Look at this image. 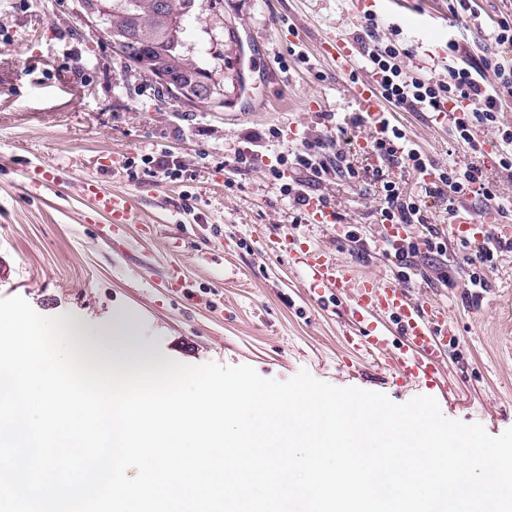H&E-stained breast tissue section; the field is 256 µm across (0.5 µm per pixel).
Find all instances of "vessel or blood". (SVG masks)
Returning <instances> with one entry per match:
<instances>
[{
	"label": "vessel or blood",
	"instance_id": "vessel-or-blood-1",
	"mask_svg": "<svg viewBox=\"0 0 512 512\" xmlns=\"http://www.w3.org/2000/svg\"><path fill=\"white\" fill-rule=\"evenodd\" d=\"M321 51L337 68H352L354 54L340 36L324 39ZM351 96L360 111L376 114L382 107L375 78L356 82ZM84 192L91 210L110 217L109 223L98 227L102 240L115 241L125 225L141 223V213L128 196L105 192L93 184L85 185ZM487 229V220H473L463 214L452 224L451 233L479 242ZM267 242L274 253L294 258L310 287L333 292L351 290L353 334L348 342L358 355L382 360L396 385H440L444 355L452 336L443 305L416 302L406 287L340 264L321 247L276 235L268 237ZM390 315L396 316L399 324L401 345L397 348L390 345V329L385 323Z\"/></svg>",
	"mask_w": 512,
	"mask_h": 512
}]
</instances>
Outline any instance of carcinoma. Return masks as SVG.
<instances>
[{
	"label": "carcinoma",
	"instance_id": "1",
	"mask_svg": "<svg viewBox=\"0 0 512 512\" xmlns=\"http://www.w3.org/2000/svg\"><path fill=\"white\" fill-rule=\"evenodd\" d=\"M109 11L98 20L109 41H128V59L124 67H133L148 78L161 72L169 76L176 92L195 87L199 65L186 57L176 43L172 23L184 20L198 8V0H166L165 11L157 0H107Z\"/></svg>",
	"mask_w": 512,
	"mask_h": 512
}]
</instances>
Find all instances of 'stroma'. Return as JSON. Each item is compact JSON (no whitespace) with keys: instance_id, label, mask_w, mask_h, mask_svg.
Returning a JSON list of instances; mask_svg holds the SVG:
<instances>
[{"instance_id":"obj_1","label":"stroma","mask_w":512,"mask_h":512,"mask_svg":"<svg viewBox=\"0 0 512 512\" xmlns=\"http://www.w3.org/2000/svg\"><path fill=\"white\" fill-rule=\"evenodd\" d=\"M183 22L185 52L215 79L252 60L245 89L224 88V106H188L138 71L122 67L77 0H0V297L20 296L42 316L80 322L104 337L123 314L137 341L161 360L190 365H248L267 379L300 371L338 387H357L404 403L421 388L393 384L374 358L350 359L343 338L352 326L350 293H310L300 267L262 250L258 239L288 232L321 245L338 262L405 283L419 302L448 310L454 336L445 353L453 393L432 389L447 419L481 424L492 436L512 427V252L470 286L472 245L449 238L443 256L418 254L408 272L389 259L377 221L381 189L329 178L320 187L342 224L297 222L283 183L269 173V150L295 140L332 143L336 125L354 113L350 76L320 53L335 34L352 41L364 13L386 38L399 28L411 48L409 69L440 76L448 27L462 51L483 49L481 27L512 15V0H477L474 17L455 23L445 0H223ZM392 121L439 165L482 168L498 194L512 198V178L492 154L454 144L447 125L424 112L393 108ZM281 140L268 142L270 130ZM250 151V165L234 166ZM171 155L177 171L153 176L149 158ZM39 168L52 190L26 192L22 175ZM94 183L137 199L143 224L118 243L101 240L105 214L89 209L83 186ZM180 263L188 294L163 282Z\"/></svg>"}]
</instances>
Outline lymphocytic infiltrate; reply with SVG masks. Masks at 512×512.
Wrapping results in <instances>:
<instances>
[{
  "label": "lymphocytic infiltrate",
  "mask_w": 512,
  "mask_h": 512,
  "mask_svg": "<svg viewBox=\"0 0 512 512\" xmlns=\"http://www.w3.org/2000/svg\"><path fill=\"white\" fill-rule=\"evenodd\" d=\"M377 28L375 15L365 14L356 41L360 56L377 79L381 99L414 112H447L452 139L477 153L483 150L479 129H498L496 164L512 178V127L500 125L503 105L512 100V21L498 20L488 36L489 46L478 56H461L457 41L449 40L446 74L442 77L408 70L403 60L411 52L399 42V29H392L391 39L385 41L379 37ZM354 148L350 137L337 140L332 153L326 152L323 143L304 140L299 146L279 153L269 172L278 179L283 177L285 169L297 171V178L286 185L284 192L293 208L303 212L310 202L326 204V197L312 194L325 177L333 174L358 179L359 172L349 159ZM370 150L381 162L372 171L374 179L383 183L384 195L377 208L380 223H426L419 204L423 195L445 202L452 215L460 209L461 199L472 195L480 199L484 210L494 211L498 216L512 212V200L497 194L494 186L484 179L481 168L436 165L409 145L404 131L397 125H388L386 130L375 134ZM387 165L415 173L419 179V196L404 194L397 182L386 179L383 168Z\"/></svg>",
  "instance_id": "f902f5d3"
}]
</instances>
